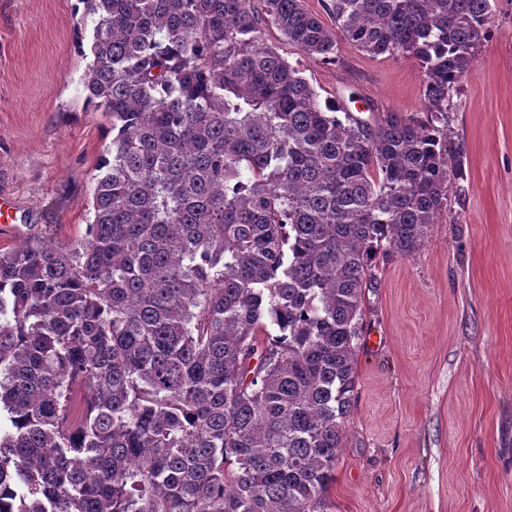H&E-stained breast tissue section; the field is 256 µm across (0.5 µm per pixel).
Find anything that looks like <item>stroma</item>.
<instances>
[{"label":"stroma","mask_w":512,"mask_h":512,"mask_svg":"<svg viewBox=\"0 0 512 512\" xmlns=\"http://www.w3.org/2000/svg\"><path fill=\"white\" fill-rule=\"evenodd\" d=\"M80 0H0V250L33 234L64 245L93 219L110 122L85 102ZM321 103L355 116L422 110L412 58L340 42L335 61L265 36ZM450 114L463 177L414 254L381 263L365 294L357 389L329 490L330 512H512V0Z\"/></svg>","instance_id":"35a3bbf8"}]
</instances>
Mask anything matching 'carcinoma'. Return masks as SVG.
I'll return each instance as SVG.
<instances>
[{"label":"carcinoma","mask_w":512,"mask_h":512,"mask_svg":"<svg viewBox=\"0 0 512 512\" xmlns=\"http://www.w3.org/2000/svg\"><path fill=\"white\" fill-rule=\"evenodd\" d=\"M78 2L112 139L85 234L0 253V512H328L365 292L448 205L496 0ZM271 26L415 59L426 117L322 105Z\"/></svg>","instance_id":"obj_1"}]
</instances>
